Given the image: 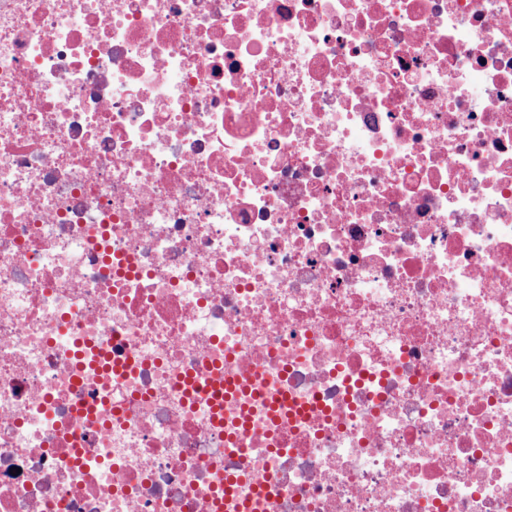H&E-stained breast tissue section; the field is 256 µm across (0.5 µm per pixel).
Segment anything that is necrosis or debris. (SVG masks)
Returning a JSON list of instances; mask_svg holds the SVG:
<instances>
[{
  "mask_svg": "<svg viewBox=\"0 0 512 512\" xmlns=\"http://www.w3.org/2000/svg\"><path fill=\"white\" fill-rule=\"evenodd\" d=\"M0 512H512V0H0Z\"/></svg>",
  "mask_w": 512,
  "mask_h": 512,
  "instance_id": "4bbe7bcc",
  "label": "necrosis or debris"
}]
</instances>
